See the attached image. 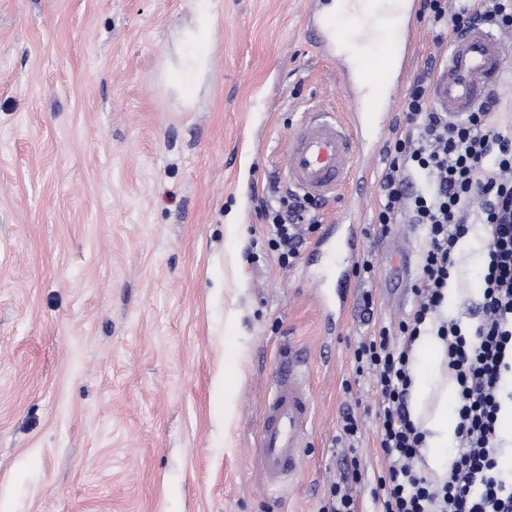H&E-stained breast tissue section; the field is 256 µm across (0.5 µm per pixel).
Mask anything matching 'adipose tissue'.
<instances>
[{
    "label": "adipose tissue",
    "mask_w": 512,
    "mask_h": 512,
    "mask_svg": "<svg viewBox=\"0 0 512 512\" xmlns=\"http://www.w3.org/2000/svg\"><path fill=\"white\" fill-rule=\"evenodd\" d=\"M213 22L211 11L205 9L199 12L192 28L176 34L183 53L179 66L171 68L169 79L182 94H192L207 71ZM416 354L423 361L425 370L414 385V411L422 415L424 427L429 432L428 462L434 472L440 473L444 470L448 439L452 433L448 421V395L452 391V382L444 365V345L439 337H421Z\"/></svg>",
    "instance_id": "obj_1"
}]
</instances>
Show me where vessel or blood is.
<instances>
[{
	"instance_id": "1",
	"label": "vessel or blood",
	"mask_w": 512,
	"mask_h": 512,
	"mask_svg": "<svg viewBox=\"0 0 512 512\" xmlns=\"http://www.w3.org/2000/svg\"><path fill=\"white\" fill-rule=\"evenodd\" d=\"M323 11L309 17L307 31L322 57L333 61L343 77L345 93L357 99L371 81V108L341 118L317 108L302 114L285 150L284 173L289 188L327 200L336 197L355 176L364 153H380L387 127L388 102L411 73L416 43L413 20L418 0H317ZM512 61V42L490 23L480 22L448 40L436 66L429 95L449 119L460 120L486 101L499 86ZM358 234L354 225L330 224L313 252L326 261V276L344 283L355 262ZM271 388L262 404L258 446L267 489L294 483L310 447L315 403L304 359L281 356L271 370Z\"/></svg>"
}]
</instances>
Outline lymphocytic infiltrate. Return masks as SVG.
I'll use <instances>...</instances> for the list:
<instances>
[{
    "label": "lymphocytic infiltrate",
    "mask_w": 512,
    "mask_h": 512,
    "mask_svg": "<svg viewBox=\"0 0 512 512\" xmlns=\"http://www.w3.org/2000/svg\"><path fill=\"white\" fill-rule=\"evenodd\" d=\"M421 12L456 31L480 20L512 28V0H421ZM387 154L377 222L384 228L406 214L426 234L416 310L397 332L380 328L354 353L379 393L377 441L387 466L375 478L372 499L377 512H512V472L499 465L502 380L512 371V132L505 131L492 97L464 121L449 123L421 77L407 96L405 123ZM318 207L314 198L293 194L264 206L268 244L281 265L298 257L304 243L298 225ZM476 222L484 228L488 263L483 319L467 333L440 309L455 249ZM428 332L443 341L457 386L458 447L442 475L421 470L426 434L407 410L412 346ZM359 479L357 461L347 460L319 512H357L352 485Z\"/></svg>",
    "instance_id": "lymphocytic-infiltrate-1"
}]
</instances>
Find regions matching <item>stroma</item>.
<instances>
[{"instance_id":"1","label":"stroma","mask_w":512,"mask_h":512,"mask_svg":"<svg viewBox=\"0 0 512 512\" xmlns=\"http://www.w3.org/2000/svg\"><path fill=\"white\" fill-rule=\"evenodd\" d=\"M215 2L189 104L172 35L204 0H0V512H318L344 459L384 463L354 351L414 312L422 228L374 230L388 158L361 156L357 198L317 219L359 202L374 269L329 319L317 256L281 266L261 202L301 112L366 102L315 56L310 0ZM486 253L481 230L460 241L442 307L469 329ZM287 348L312 364L317 418L294 486L269 492L251 449Z\"/></svg>"}]
</instances>
